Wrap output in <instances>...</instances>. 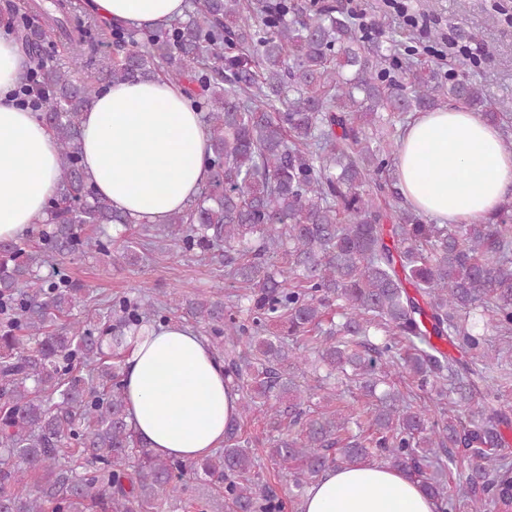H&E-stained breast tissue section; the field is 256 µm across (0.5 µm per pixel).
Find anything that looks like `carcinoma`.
Wrapping results in <instances>:
<instances>
[{"instance_id":"cac0c4a2","label":"carcinoma","mask_w":512,"mask_h":512,"mask_svg":"<svg viewBox=\"0 0 512 512\" xmlns=\"http://www.w3.org/2000/svg\"><path fill=\"white\" fill-rule=\"evenodd\" d=\"M21 4L11 31L33 58L22 81L41 98L39 118L58 144V195L33 224L37 242L0 240V512H159L186 481L210 487L225 512H285L254 471L237 420L224 449L195 462L160 458L127 421L121 361L127 334L153 322L155 303L112 299V317L80 315L89 291L42 267L123 243L139 262L132 219L88 181L82 165L83 112L106 82L157 75L186 89L208 137L210 178L172 213L164 238L184 252L224 264L250 289V305L198 294L186 313L212 346L245 340L224 359L241 393L240 413L259 405L277 431L268 456L292 471L302 491L326 469L383 459L419 478L437 512H483L512 505V464L489 449L505 441L509 418L501 381L483 361L491 323L512 334V203L485 224H423L410 206L388 225L384 149L365 129L394 116L430 112L452 99L498 125L509 107L465 73L443 76L412 60L392 38L361 50L349 13L293 0L243 8L241 0H191L185 17L153 30L107 27L84 0ZM64 42L48 53L41 21ZM112 42V50L103 47ZM276 98L285 111L268 110ZM342 321L322 327L325 309ZM306 344L326 377L359 383L376 403L356 408L331 391L334 409L302 408L294 370L307 362L287 337ZM393 364L452 415L430 421L388 388ZM93 366L85 377L79 367ZM468 459L466 485L453 495L443 459ZM40 481L24 495L15 487Z\"/></svg>"}]
</instances>
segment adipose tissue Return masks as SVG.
Listing matches in <instances>:
<instances>
[{
	"label": "adipose tissue",
	"mask_w": 512,
	"mask_h": 512,
	"mask_svg": "<svg viewBox=\"0 0 512 512\" xmlns=\"http://www.w3.org/2000/svg\"><path fill=\"white\" fill-rule=\"evenodd\" d=\"M105 21L154 28L184 0H88ZM32 60L0 35V238L18 239L44 216L59 178L51 130L12 93ZM86 173L113 205L165 223L209 179L206 132L183 87L165 78L106 86L81 122ZM399 190L440 224H483L512 194V150L499 127L468 108L419 112L397 152ZM125 401L138 438L157 457L191 462L222 447L240 395L206 338L177 321L142 327L122 360ZM301 512H437L421 483L375 461L324 471Z\"/></svg>",
	"instance_id": "1"
}]
</instances>
